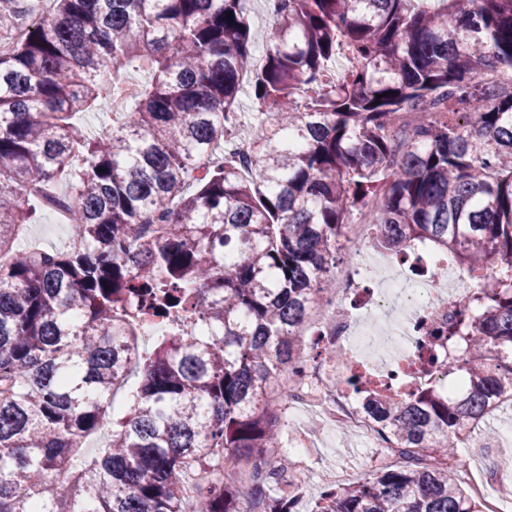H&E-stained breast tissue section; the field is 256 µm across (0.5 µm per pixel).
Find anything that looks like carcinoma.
<instances>
[{"label":"carcinoma","instance_id":"carcinoma-1","mask_svg":"<svg viewBox=\"0 0 512 512\" xmlns=\"http://www.w3.org/2000/svg\"><path fill=\"white\" fill-rule=\"evenodd\" d=\"M249 2L0 0V512H297L278 389L373 198L380 249L480 282L423 331L465 387L368 396L408 464L317 512H480L445 461L512 400V0H278L258 70ZM244 118L248 166L210 162ZM57 187L84 247H21Z\"/></svg>","mask_w":512,"mask_h":512}]
</instances>
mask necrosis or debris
Masks as SVG:
<instances>
[{"instance_id":"obj_1","label":"necrosis or debris","mask_w":512,"mask_h":512,"mask_svg":"<svg viewBox=\"0 0 512 512\" xmlns=\"http://www.w3.org/2000/svg\"><path fill=\"white\" fill-rule=\"evenodd\" d=\"M379 206L372 200L347 226L357 249L351 261L334 269L335 291L320 299L304 326L305 335L342 347L345 354L309 365L288 383L289 406L315 414L311 421H288L295 434L288 467L297 472L308 466L314 435L336 426L354 430L377 448V460L400 463L397 445L363 411L349 380L358 375L365 388L388 385L401 393L446 382L447 348H420L414 333L428 316L448 319L475 294V284L465 283L462 272L446 261H438L439 274L431 278L376 258L371 245Z\"/></svg>"}]
</instances>
